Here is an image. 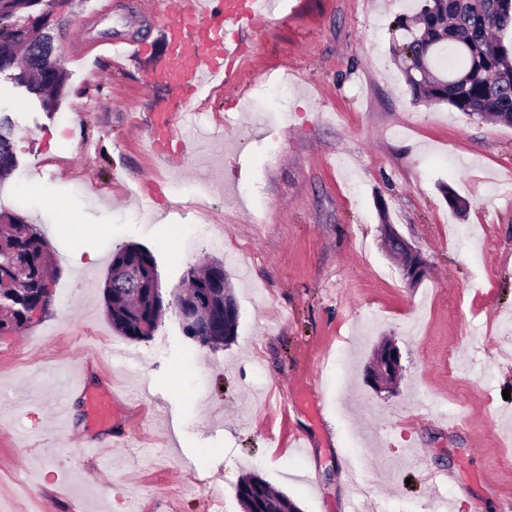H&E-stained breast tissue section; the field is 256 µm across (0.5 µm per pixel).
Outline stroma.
Wrapping results in <instances>:
<instances>
[{"mask_svg":"<svg viewBox=\"0 0 512 512\" xmlns=\"http://www.w3.org/2000/svg\"><path fill=\"white\" fill-rule=\"evenodd\" d=\"M155 2L54 0L57 111L0 77L18 159L0 211L38 224L60 270L50 310L0 336V493L51 512H242L236 485L256 473L300 512H512V125L413 102L392 46L417 0H292L246 41L245 95L217 89L182 162L161 164L151 115L180 99L149 81L168 21ZM123 39L149 50L100 53ZM201 182L211 230L189 241ZM388 222L427 263L417 287L381 248ZM79 238L93 256L78 264ZM130 243L167 292L223 262L234 340L201 346L171 313L150 339L115 332L105 280ZM386 338L403 371L378 393ZM77 363L88 388L116 377L137 403L92 425L63 392ZM116 432L130 447L93 453Z\"/></svg>","mask_w":512,"mask_h":512,"instance_id":"1","label":"stroma"}]
</instances>
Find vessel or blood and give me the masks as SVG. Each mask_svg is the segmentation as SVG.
Here are the masks:
<instances>
[{
  "label": "vessel or blood",
  "instance_id": "1",
  "mask_svg": "<svg viewBox=\"0 0 512 512\" xmlns=\"http://www.w3.org/2000/svg\"><path fill=\"white\" fill-rule=\"evenodd\" d=\"M288 12V0H179L175 16L167 24L168 54L162 67L151 74L184 92L189 98L202 96L208 83L220 78L238 82L227 63L243 49L239 41L226 40V30L261 32L265 17ZM191 130L186 113L160 107L152 117L153 143L165 149L170 140L185 139ZM93 422L103 426L112 419L116 395L112 389L86 392Z\"/></svg>",
  "mask_w": 512,
  "mask_h": 512
}]
</instances>
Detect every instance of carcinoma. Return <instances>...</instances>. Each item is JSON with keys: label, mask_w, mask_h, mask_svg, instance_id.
I'll use <instances>...</instances> for the list:
<instances>
[{"label": "carcinoma", "mask_w": 512, "mask_h": 512, "mask_svg": "<svg viewBox=\"0 0 512 512\" xmlns=\"http://www.w3.org/2000/svg\"><path fill=\"white\" fill-rule=\"evenodd\" d=\"M414 16L401 18L397 28L405 40L394 48L402 64L413 99L447 103L480 119L512 118V57L494 37L512 25V0H420ZM63 28L53 18L52 0H0V75L38 97L49 109L57 107L67 85V71L56 55L47 51L46 36ZM13 124L0 114V184L16 169L18 162L12 140ZM54 258L51 246L37 225L23 217L0 212V307L12 314L0 319V336L16 333L26 325L25 313L36 306L49 309L53 297L44 291L51 276ZM220 261L190 268L184 276L187 290L179 297L186 303L213 302L215 309L237 301L226 277L218 284L209 279ZM131 270L144 287L159 284L153 254L137 244H127L112 256L108 272L119 275ZM112 328L131 340H143L139 323L150 320L158 328L164 311L174 308V300H150L141 290H129L116 303L105 298ZM186 336L204 346L218 349L234 335L224 332V322H208L184 327ZM260 487L265 512H299L294 500L274 490L256 473L242 477L236 494L248 512L251 489Z\"/></svg>", "instance_id": "1"}]
</instances>
